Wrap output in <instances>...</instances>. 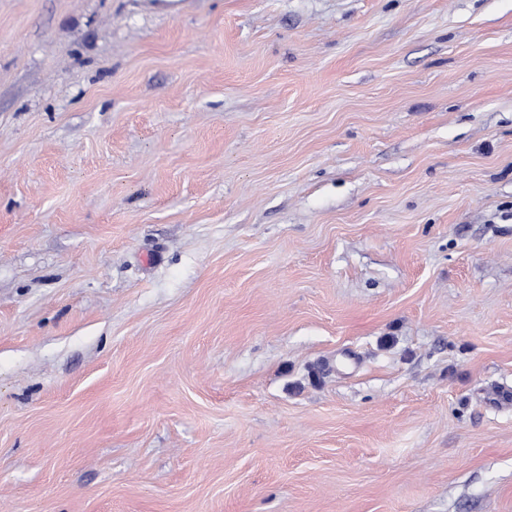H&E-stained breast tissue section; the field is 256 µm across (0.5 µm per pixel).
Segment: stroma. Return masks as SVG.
Listing matches in <instances>:
<instances>
[{
	"mask_svg": "<svg viewBox=\"0 0 512 512\" xmlns=\"http://www.w3.org/2000/svg\"><path fill=\"white\" fill-rule=\"evenodd\" d=\"M512 0H0V512H512Z\"/></svg>",
	"mask_w": 512,
	"mask_h": 512,
	"instance_id": "stroma-1",
	"label": "stroma"
}]
</instances>
